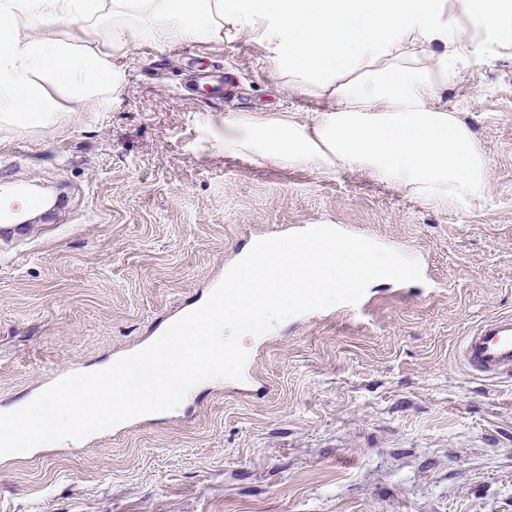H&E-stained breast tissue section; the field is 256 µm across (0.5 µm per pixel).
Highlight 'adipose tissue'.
Returning a JSON list of instances; mask_svg holds the SVG:
<instances>
[{
    "instance_id": "adipose-tissue-1",
    "label": "adipose tissue",
    "mask_w": 512,
    "mask_h": 512,
    "mask_svg": "<svg viewBox=\"0 0 512 512\" xmlns=\"http://www.w3.org/2000/svg\"><path fill=\"white\" fill-rule=\"evenodd\" d=\"M74 23L103 38L57 37ZM246 34L278 79L320 102L311 125L234 118L224 152L329 174L349 167L438 208L482 196L488 165L442 105L477 38L512 48V0H0V120L56 122L44 91L116 99L126 56L159 42Z\"/></svg>"
}]
</instances>
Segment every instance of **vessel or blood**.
<instances>
[{
    "mask_svg": "<svg viewBox=\"0 0 512 512\" xmlns=\"http://www.w3.org/2000/svg\"><path fill=\"white\" fill-rule=\"evenodd\" d=\"M461 358L465 366L488 377L512 373V314L482 320L465 336Z\"/></svg>",
    "mask_w": 512,
    "mask_h": 512,
    "instance_id": "obj_1",
    "label": "vessel or blood"
}]
</instances>
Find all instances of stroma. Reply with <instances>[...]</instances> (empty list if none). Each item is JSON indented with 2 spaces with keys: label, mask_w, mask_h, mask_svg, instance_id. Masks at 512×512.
Returning a JSON list of instances; mask_svg holds the SVG:
<instances>
[{
  "label": "stroma",
  "mask_w": 512,
  "mask_h": 512,
  "mask_svg": "<svg viewBox=\"0 0 512 512\" xmlns=\"http://www.w3.org/2000/svg\"><path fill=\"white\" fill-rule=\"evenodd\" d=\"M476 53L442 103L489 189L445 210L358 169L225 155V119L317 108L243 34L144 42L118 100L52 87L53 126L1 123L0 158L24 152L16 181L67 204L0 235V413L147 347L260 238L338 225L425 274L371 285L366 317L338 305L242 338L243 379L173 411L0 457V512H512V375L460 356L482 319L512 314V49Z\"/></svg>",
  "instance_id": "obj_1"
}]
</instances>
